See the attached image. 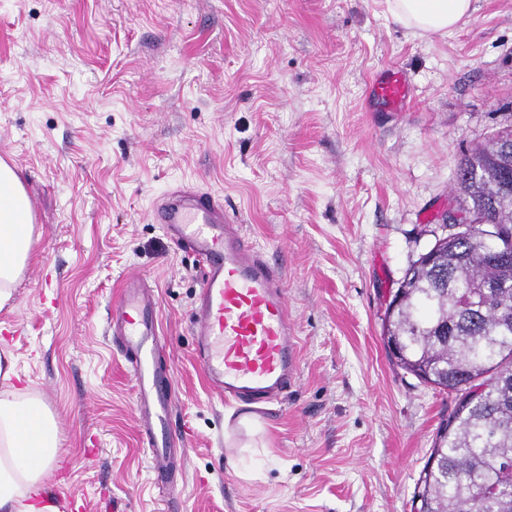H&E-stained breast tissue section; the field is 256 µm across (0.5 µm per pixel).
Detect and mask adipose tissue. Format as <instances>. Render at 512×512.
Returning a JSON list of instances; mask_svg holds the SVG:
<instances>
[{
    "label": "adipose tissue",
    "mask_w": 512,
    "mask_h": 512,
    "mask_svg": "<svg viewBox=\"0 0 512 512\" xmlns=\"http://www.w3.org/2000/svg\"><path fill=\"white\" fill-rule=\"evenodd\" d=\"M472 0H390L395 22L414 36L445 35L471 14ZM35 226L18 172L0 160V308L11 304L22 276ZM16 359L0 343V512H65L47 482L59 459L55 417L42 399L20 391Z\"/></svg>",
    "instance_id": "adipose-tissue-1"
}]
</instances>
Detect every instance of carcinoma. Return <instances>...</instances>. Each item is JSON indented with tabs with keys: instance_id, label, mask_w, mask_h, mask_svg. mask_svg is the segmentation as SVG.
Segmentation results:
<instances>
[{
	"instance_id": "1",
	"label": "carcinoma",
	"mask_w": 512,
	"mask_h": 512,
	"mask_svg": "<svg viewBox=\"0 0 512 512\" xmlns=\"http://www.w3.org/2000/svg\"><path fill=\"white\" fill-rule=\"evenodd\" d=\"M456 184L471 223L440 225L411 262L384 341L401 369L455 395L416 484L419 512H512V129L464 155Z\"/></svg>"
}]
</instances>
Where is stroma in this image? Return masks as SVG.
<instances>
[{
  "label": "stroma",
  "instance_id": "35a3bbf8",
  "mask_svg": "<svg viewBox=\"0 0 512 512\" xmlns=\"http://www.w3.org/2000/svg\"><path fill=\"white\" fill-rule=\"evenodd\" d=\"M393 66L413 100L367 83ZM512 127V0L416 38L387 0H0V156L37 235L0 340L54 413L50 489L84 512H166L107 332L140 274L174 368L184 512H414L452 395L394 365L386 299L455 195L462 156ZM224 199L283 263L301 376L221 399L194 356L195 258L149 216L172 187ZM369 94L395 111L409 106L412 101L410 83L406 76L393 67L376 72L371 78Z\"/></svg>",
  "mask_w": 512,
  "mask_h": 512
}]
</instances>
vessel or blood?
I'll list each match as a JSON object with an SVG mask.
<instances>
[{"instance_id":"b4317fda","label":"vessel or blood","mask_w":512,"mask_h":512,"mask_svg":"<svg viewBox=\"0 0 512 512\" xmlns=\"http://www.w3.org/2000/svg\"><path fill=\"white\" fill-rule=\"evenodd\" d=\"M369 94L397 111L412 101L408 79L392 67L373 75ZM151 218L200 265L192 324L197 359L212 390L252 403L287 396L300 379V345L274 252L248 238L223 199L195 188L170 189ZM159 322L153 289L139 274H127L109 307L112 344L131 368L152 480L167 494L170 512H182L185 450L172 427L173 367L159 360Z\"/></svg>"}]
</instances>
